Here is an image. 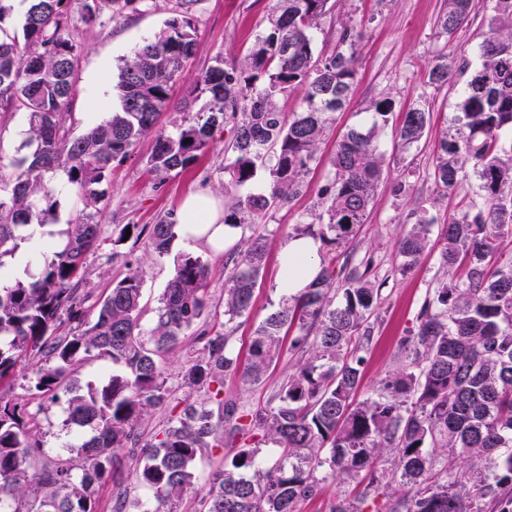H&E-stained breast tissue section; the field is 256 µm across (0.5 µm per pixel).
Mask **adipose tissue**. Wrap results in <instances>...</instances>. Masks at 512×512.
Returning <instances> with one entry per match:
<instances>
[{"mask_svg":"<svg viewBox=\"0 0 512 512\" xmlns=\"http://www.w3.org/2000/svg\"><path fill=\"white\" fill-rule=\"evenodd\" d=\"M177 222L185 239L202 243L221 253L238 240L241 228L225 223L224 207L208 192L188 195L182 202ZM319 243L309 237H292L279 252V285L288 295H300L320 274Z\"/></svg>","mask_w":512,"mask_h":512,"instance_id":"adipose-tissue-1","label":"adipose tissue"}]
</instances>
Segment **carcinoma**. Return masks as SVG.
Listing matches in <instances>:
<instances>
[{
    "label": "carcinoma",
    "mask_w": 512,
    "mask_h": 512,
    "mask_svg": "<svg viewBox=\"0 0 512 512\" xmlns=\"http://www.w3.org/2000/svg\"><path fill=\"white\" fill-rule=\"evenodd\" d=\"M73 2L29 0L21 40L0 28V110L29 117L26 152L6 165L8 184L0 188V271L6 269L3 258L31 240L28 228L43 224L54 209L45 187L48 173L65 168L85 202H95V186L112 162L129 157L153 131L146 166L164 176L193 166L224 115L236 118L229 130L233 158L224 165V193L235 197L224 209L226 224L254 223L299 193L330 115L344 108L357 78L355 26H342L330 54L314 55V31L328 0H276L245 64L226 68L224 59H215L200 82L208 100L173 133L156 127L196 40L189 17L168 21L120 67L118 109L79 136L66 125L76 95L77 45L68 35ZM136 2L82 0L79 19L95 24ZM471 10L472 0H448L438 19L441 33L455 34ZM493 11L480 63L432 163L437 185L453 190L472 177L483 203L475 214L439 229L448 277L427 290L417 325L402 341V367L379 383L373 397L354 400L381 286L368 278L372 260L359 262L360 273L350 268V253L321 258V275L255 327L247 361L240 362L229 347L231 324L250 317L266 255L265 239L253 238L246 252L226 261L223 329L201 330L202 349L186 355L182 381L204 397L185 398L180 413L143 444L146 451L133 466V480L151 490L158 504L182 500L193 490L197 460L225 446L224 464L198 500L199 512H296L322 491V468L356 483L354 501L340 499L331 512H360L359 505L395 484L402 491L387 512H512V254L501 250V241L512 237V0H494ZM448 74L442 54L427 69L425 83L442 87ZM294 90L303 93V106L288 116L275 99ZM394 107L390 97L373 100V128H350L337 141L333 176L321 190L320 229L298 227L295 235L315 233L345 245L366 223L384 162L375 128L387 125ZM400 116L394 134L407 149L428 131L430 111L418 102ZM261 168L269 190L235 195ZM434 223L420 209L399 242L403 269L426 249ZM176 229L168 220L151 225L152 252L168 254ZM65 235L51 262L24 279L0 277V507L7 512H97L98 486L109 475L117 477L115 508L121 512L122 459L140 444L136 428L148 408L170 398L163 356L211 308L207 263L184 252L149 331L141 326L144 277L137 268L112 282L87 321L73 280L98 241L99 225L80 216ZM66 320L82 330L59 333ZM291 332L290 348L299 360L275 391V405L252 411L224 399L226 378L259 382ZM99 358L120 370L102 386L79 392L74 367ZM23 360L39 364L31 380L36 392L53 399L60 390L69 394L65 426L77 442L71 456L51 465H39L41 445L30 413L11 395ZM246 430L261 432L281 449L273 468L259 470L257 448L235 446ZM384 449L393 451L390 468L381 464ZM464 458L473 461L467 479L455 468Z\"/></svg>",
    "instance_id": "obj_1"
}]
</instances>
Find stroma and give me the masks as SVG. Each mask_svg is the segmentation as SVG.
<instances>
[{
  "label": "stroma",
  "mask_w": 512,
  "mask_h": 512,
  "mask_svg": "<svg viewBox=\"0 0 512 512\" xmlns=\"http://www.w3.org/2000/svg\"><path fill=\"white\" fill-rule=\"evenodd\" d=\"M332 9L323 18L315 35L316 54H327L336 44L342 24L355 25L361 33L357 43L358 76L346 107L335 113L320 145L319 162L305 175L300 192L288 202L271 210L258 224L245 226L234 252L246 250L249 239L262 235L268 240L262 278L256 290L249 319L235 323L232 346L245 352L254 328L269 313L278 309L284 294L278 286L280 247L295 225L314 224L323 211L319 193L331 177L328 160L337 139L349 128L371 127L369 110L372 100L392 97L399 109L421 102L430 111V127L422 140L410 149H402L391 131L398 123L390 118V128L379 137L384 155V174L376 189L366 224L345 249L356 258L372 257V279L381 283V297L372 318L373 342L363 365L358 400L369 398L380 380L398 369L404 355L401 341L416 323V316L428 288L446 279L438 249H427L410 268L403 269L398 242L415 224V212L428 208L437 224L460 219L479 201L476 181L463 182L447 192L436 185L428 172L439 150V141L450 119L456 114L461 91L479 62L478 44L492 13L489 0H473V9L464 26L455 35H439L437 19L446 10V0H331ZM275 0H136L119 16L95 25H78L72 36L78 46L74 81L78 90L69 112L73 134L83 133L93 122L107 117L118 105V69L124 58L155 34L170 19L186 14L195 24V54L186 62L179 77L168 111L159 126L173 131L188 116L182 107L184 97L194 90L216 58L225 63L243 62L256 35L265 29ZM447 50L451 61L449 81L440 88L424 83V75L440 50ZM211 150L187 172L160 180L148 172L146 158L153 145L152 136L142 137L130 157L115 160L110 176L99 189L97 203L84 205L65 169L48 174L46 184L56 205L45 221L56 240H63L68 224L74 223L82 209H89L100 226V238L87 254L80 270L79 295L84 298L86 319L95 315L94 301L104 294L113 280L122 278L132 267H142L144 314L141 324L150 328L160 295L174 273V257L190 252L202 257L209 268L212 307L207 318L211 328L224 321V288L227 277L224 255L213 253L200 243L175 239L171 252L152 254L147 237H129L122 241L118 229L124 224H154L160 219H174L182 198L193 191L224 193V165L231 154L227 149L229 133L219 129ZM411 188L398 192L399 182ZM195 331H188L181 345L163 359L168 384L173 392L164 405L151 408L138 427L141 440L147 441L161 431L176 406L188 394L181 388V374L189 351L195 350ZM298 357L289 347H282L279 358L257 383L240 377L224 382V395L239 405L254 410L270 403L284 376L294 370ZM65 400L43 401L34 410L31 423L42 444L41 462L50 463L68 456L73 438L64 425Z\"/></svg>",
  "instance_id": "1"
}]
</instances>
